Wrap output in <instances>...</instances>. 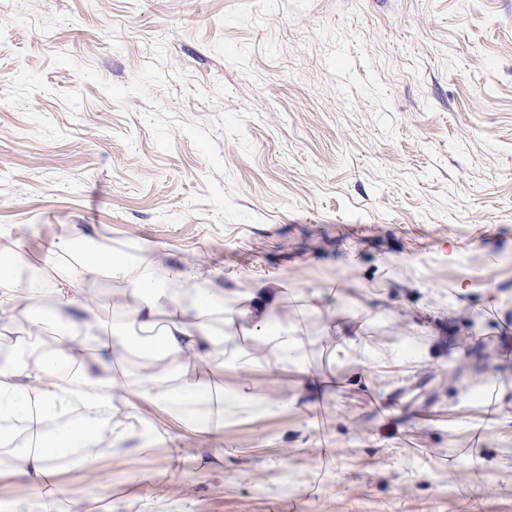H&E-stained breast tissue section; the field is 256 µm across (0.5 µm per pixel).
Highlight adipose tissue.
Segmentation results:
<instances>
[{"instance_id":"ef3b65f1","label":"adipose tissue","mask_w":512,"mask_h":512,"mask_svg":"<svg viewBox=\"0 0 512 512\" xmlns=\"http://www.w3.org/2000/svg\"><path fill=\"white\" fill-rule=\"evenodd\" d=\"M74 244L56 240L45 247V259L55 270L52 284L20 280L15 270L24 261L14 253L0 263V325L13 324L17 310H24L28 333L47 322L59 324L58 343L38 355L22 357L23 342L0 351V423H18L23 441L11 435L0 444L15 445V464L27 482L29 497H39L56 474V462L69 458L80 469L93 470L103 439L113 444L130 439L159 438L154 422L140 416V406H179L185 429L212 433L224 425L223 388L206 379L201 364L218 346L240 336L255 335L271 320L279 303L264 283H252L246 304L224 320L222 334H214L199 319L219 297L207 271L173 270L141 257V274L128 279L127 254L87 249L74 255ZM107 273L124 282L122 297L128 318L140 334L135 338H102L97 323L71 317L76 305L74 282ZM197 292L196 317L184 309V283ZM96 344L98 357L88 362L87 344ZM133 353L146 363L136 381H116L110 371L113 358Z\"/></svg>"}]
</instances>
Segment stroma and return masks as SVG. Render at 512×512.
I'll list each match as a JSON object with an SVG mask.
<instances>
[{
    "label": "stroma",
    "instance_id": "stroma-1",
    "mask_svg": "<svg viewBox=\"0 0 512 512\" xmlns=\"http://www.w3.org/2000/svg\"><path fill=\"white\" fill-rule=\"evenodd\" d=\"M57 238L217 271L237 308L264 281L308 371L227 344L270 409L199 435L142 406L163 440L59 463L54 512H512V0H0V253ZM120 289L74 285L102 335ZM13 455L0 507L42 512Z\"/></svg>",
    "mask_w": 512,
    "mask_h": 512
}]
</instances>
